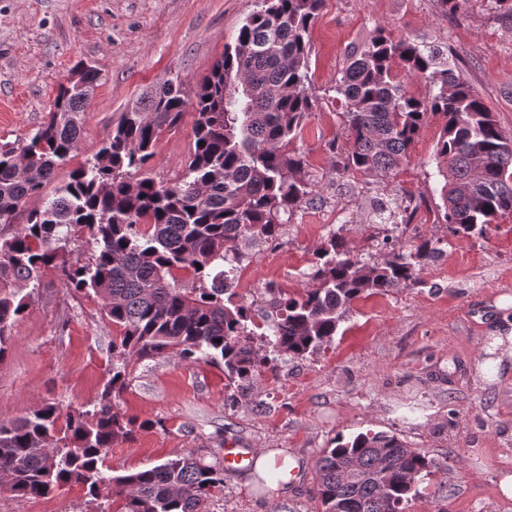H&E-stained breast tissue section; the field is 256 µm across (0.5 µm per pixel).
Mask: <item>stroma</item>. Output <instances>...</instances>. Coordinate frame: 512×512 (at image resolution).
Instances as JSON below:
<instances>
[{
    "label": "stroma",
    "mask_w": 512,
    "mask_h": 512,
    "mask_svg": "<svg viewBox=\"0 0 512 512\" xmlns=\"http://www.w3.org/2000/svg\"><path fill=\"white\" fill-rule=\"evenodd\" d=\"M257 0H0V146L23 145L43 125L74 65H96L102 80L84 115L77 161L92 157L121 112L152 86L178 76L187 93L231 43ZM434 50L455 66L512 136V15L492 0L445 12L438 0H325L309 32L313 109L295 142L307 157L312 193L278 240L253 248L238 270L235 301L253 322L271 324L269 287L300 292L314 250L342 236L368 262L383 260L384 237L441 242L419 284L353 302L333 341L303 358L280 357L251 389L229 387L223 362L171 355L131 358L117 410L136 420L132 440L115 443L113 474L152 467L183 453L223 465L240 444L282 449L307 465L280 512H321L316 462L336 436L385 432L444 463L417 486L405 512H505L497 476L512 471V360L498 372L482 362L512 308V215L481 237L451 235L438 207L443 179L436 145L442 117L430 118L393 173L334 171L329 145L343 133L334 87L348 49L375 29ZM195 113L163 129L147 173L172 182L193 145ZM416 208L413 223H384L385 211ZM119 327L100 298L68 291L46 272L19 316L0 361V421L46 405L60 415L94 409L112 375ZM268 491L224 473L209 512H270ZM122 499L94 501L66 484L21 498L0 489V512H121Z\"/></svg>",
    "instance_id": "obj_1"
}]
</instances>
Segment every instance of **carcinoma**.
I'll list each match as a JSON object with an SVG mask.
<instances>
[{"instance_id": "cac0c4a2", "label": "carcinoma", "mask_w": 512, "mask_h": 512, "mask_svg": "<svg viewBox=\"0 0 512 512\" xmlns=\"http://www.w3.org/2000/svg\"><path fill=\"white\" fill-rule=\"evenodd\" d=\"M323 4L260 0L198 86L193 149L174 182L143 170L160 132L185 112L177 77L130 103L97 153L51 197H43L44 190L77 152L100 69L77 63L30 142L0 147V224L21 222L0 240V361L26 307L23 290L48 270L69 289L100 297L107 319L122 329L112 343L118 363L101 401L91 412L68 414L63 436H56L54 405L0 421V475L14 495L47 497L73 483L93 499L105 491L124 498L125 512H208L212 493L224 487V469L192 453L123 475L104 470L113 444L133 436V423L112 404V394L125 386L128 357L220 359L229 385L246 390L262 365L331 343L351 303L365 293L417 284L422 267L440 253L430 239L405 245L386 238L387 258L370 263L332 234L314 252L311 287L267 289L276 309L267 334L249 328L248 306L224 300L229 274L253 247L277 239L311 194L305 156L293 143L313 108L309 30ZM397 63L425 79V96L406 92ZM336 94L343 97L349 148L330 144L333 168L394 171L428 116L440 114L443 222L455 234L482 235L512 214V139L454 68L437 67L433 53L396 42L380 28L347 52ZM34 197L42 203L31 208ZM84 232L97 244L86 262L63 251L69 236ZM182 270L192 275L189 288L177 278ZM333 444L317 461L315 493L323 512H404L417 484L442 469L382 432ZM353 465L357 481L346 476Z\"/></svg>"}]
</instances>
